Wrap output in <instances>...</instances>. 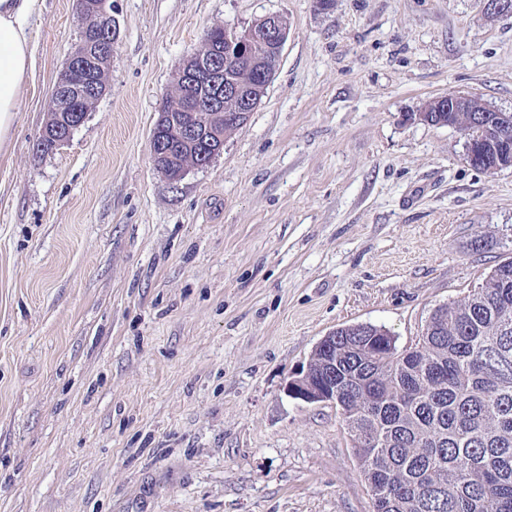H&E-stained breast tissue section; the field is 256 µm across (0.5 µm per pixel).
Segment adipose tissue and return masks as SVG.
Listing matches in <instances>:
<instances>
[{
  "label": "adipose tissue",
  "instance_id": "adipose-tissue-1",
  "mask_svg": "<svg viewBox=\"0 0 512 512\" xmlns=\"http://www.w3.org/2000/svg\"><path fill=\"white\" fill-rule=\"evenodd\" d=\"M41 0H0V152L8 151L20 112V91L33 70L29 27Z\"/></svg>",
  "mask_w": 512,
  "mask_h": 512
}]
</instances>
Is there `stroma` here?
<instances>
[{"instance_id":"obj_1","label":"stroma","mask_w":512,"mask_h":512,"mask_svg":"<svg viewBox=\"0 0 512 512\" xmlns=\"http://www.w3.org/2000/svg\"><path fill=\"white\" fill-rule=\"evenodd\" d=\"M288 37L265 96L171 182L151 131L215 26ZM106 91L40 155L80 39L43 0L0 161V512H372L335 403L285 384L336 328L414 345L512 258V168L433 98L512 112V15L483 0H112ZM470 98H471V96H467L465 94H459V93H448L446 95L436 97L428 103L424 112H420L418 114V120L426 122V123H431V122H433V124L448 123V125H452L450 122L453 118L454 113L463 112V108L468 103V100ZM444 100L448 101L447 106H445V108L448 112H434L433 106L431 107V112H430L431 103H433V102L441 103ZM427 112H429L428 116H429L431 122L429 121V119L427 117ZM452 126H454V125H452Z\"/></svg>"}]
</instances>
